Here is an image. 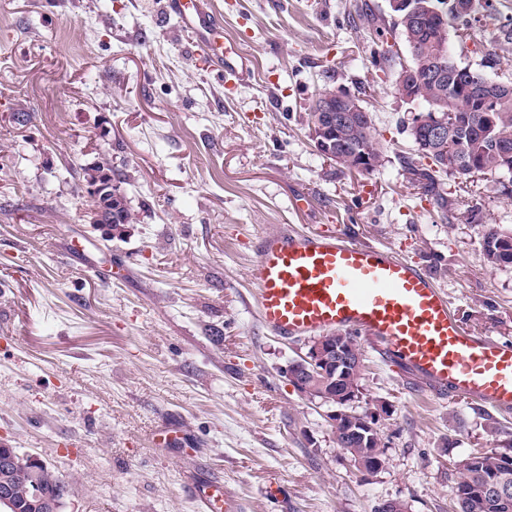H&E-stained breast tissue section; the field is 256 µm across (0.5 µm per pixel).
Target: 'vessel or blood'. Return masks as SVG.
Returning a JSON list of instances; mask_svg holds the SVG:
<instances>
[{"mask_svg": "<svg viewBox=\"0 0 512 512\" xmlns=\"http://www.w3.org/2000/svg\"><path fill=\"white\" fill-rule=\"evenodd\" d=\"M166 9L208 51L212 69L238 79L236 61L208 50L221 24L200 0H167ZM248 276L259 319L273 334L349 329L437 395L512 411V339L469 331L446 291L415 263L352 239L285 229L259 237ZM224 495L218 483L200 490V512H217Z\"/></svg>", "mask_w": 512, "mask_h": 512, "instance_id": "vessel-or-blood-1", "label": "vessel or blood"}]
</instances>
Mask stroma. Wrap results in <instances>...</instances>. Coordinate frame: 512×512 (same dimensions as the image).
<instances>
[{
    "label": "stroma",
    "mask_w": 512,
    "mask_h": 512,
    "mask_svg": "<svg viewBox=\"0 0 512 512\" xmlns=\"http://www.w3.org/2000/svg\"><path fill=\"white\" fill-rule=\"evenodd\" d=\"M203 2L244 64L235 84L165 0H0V444L67 483L61 512H196L206 481L233 512H451L456 465L512 440V413L442 399L362 345L358 407L388 409L386 465L362 474L328 406L289 384L307 340L263 328L248 268L286 226L351 238L429 272L471 332L512 336V267L481 248L485 225L512 231V199L445 177L449 200L480 196L469 224L408 182L403 122L421 106L373 65L354 11L387 16L386 0ZM510 19L493 0L479 39L450 37L456 61L480 67ZM363 84L383 162L355 178L306 114ZM102 160L128 176L118 232L93 223L82 183ZM172 424L186 442L156 446Z\"/></svg>",
    "instance_id": "obj_1"
}]
</instances>
